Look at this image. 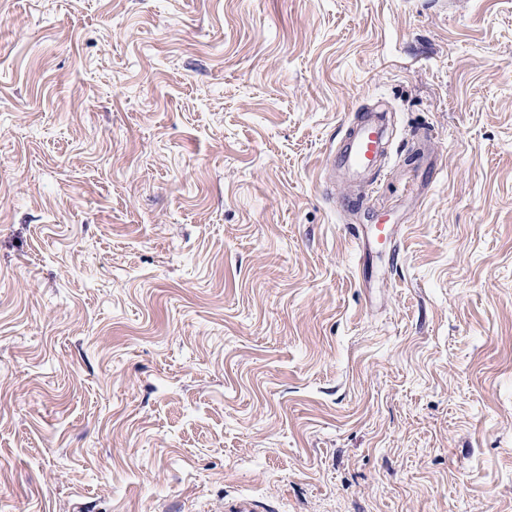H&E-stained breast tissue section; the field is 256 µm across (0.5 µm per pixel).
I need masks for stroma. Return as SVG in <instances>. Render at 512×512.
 Wrapping results in <instances>:
<instances>
[{"label":"stroma","mask_w":512,"mask_h":512,"mask_svg":"<svg viewBox=\"0 0 512 512\" xmlns=\"http://www.w3.org/2000/svg\"><path fill=\"white\" fill-rule=\"evenodd\" d=\"M239 494L512 512V0H0V512ZM390 146L383 123L377 116H369L348 128L336 151L328 153L324 178L336 167L351 178H360L372 170L378 157L387 154ZM391 226L392 225L389 224L377 225L375 226L371 236L364 230V228L360 229L358 226L352 227L358 248L366 251L371 250L374 242H394L399 236V229L397 226Z\"/></svg>","instance_id":"1"}]
</instances>
